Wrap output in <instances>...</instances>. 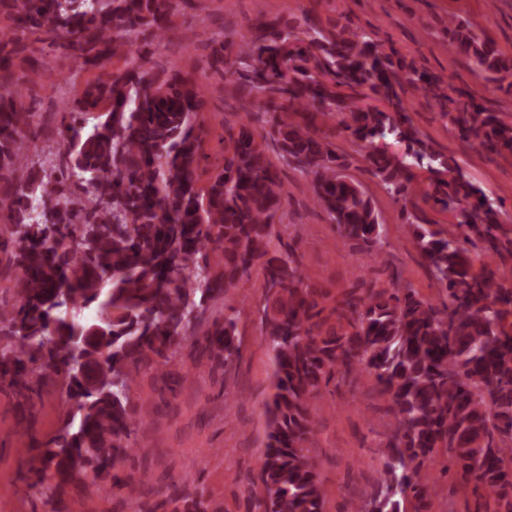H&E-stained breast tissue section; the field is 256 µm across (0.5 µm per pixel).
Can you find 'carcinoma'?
<instances>
[{
  "mask_svg": "<svg viewBox=\"0 0 512 512\" xmlns=\"http://www.w3.org/2000/svg\"><path fill=\"white\" fill-rule=\"evenodd\" d=\"M169 0H0L14 21L0 31V274L14 303L0 302V381L31 400L57 378L61 428L30 457L28 487L74 482L139 493L146 476L117 481L104 466L134 453L140 375L176 359L190 325L220 294L262 267V339L272 363L265 402L257 512H324L326 492L310 456L312 402L370 373L389 401L376 512H426L435 487L422 480L438 452L482 512H512V225L453 156L423 140L403 106L408 85L453 101L443 84L370 33L340 18L326 28L280 27L256 17L224 49V74L245 91L239 111L271 113L260 135L248 122L224 129V161L202 186L204 128L195 86L148 65V36L163 30ZM69 51L77 67L111 45L123 68L85 85L62 123L49 163L32 160L23 109L8 70L23 39ZM448 45L478 77L512 88V58L473 24L448 17ZM463 142L512 154V117L473 101L448 113ZM282 163L311 176L314 205L336 233L382 258L384 227L337 141L361 149L366 169L401 212L441 286L434 305L409 284L353 288L330 306L307 283L276 225L288 191L259 139ZM399 147L393 152L389 146ZM454 212L443 229L412 199ZM221 259L212 264L209 253ZM238 317L207 329L209 358L241 356ZM182 512H210L196 491Z\"/></svg>",
  "mask_w": 512,
  "mask_h": 512,
  "instance_id": "carcinoma-1",
  "label": "carcinoma"
}]
</instances>
